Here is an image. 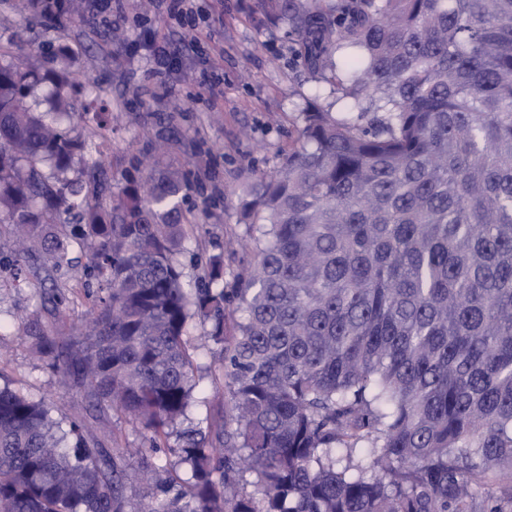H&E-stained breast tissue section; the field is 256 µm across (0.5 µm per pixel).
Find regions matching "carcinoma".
Segmentation results:
<instances>
[{"label": "carcinoma", "instance_id": "obj_1", "mask_svg": "<svg viewBox=\"0 0 512 512\" xmlns=\"http://www.w3.org/2000/svg\"><path fill=\"white\" fill-rule=\"evenodd\" d=\"M312 70L360 112L301 113L272 176L239 194L257 261L224 289L177 255L200 226L188 180L155 163L112 195L103 152L27 98L43 80L0 44V224L22 259L88 251L91 316L60 340L20 330L148 448H107L87 422L0 387V512H504L512 505V0H292ZM53 111L82 81L62 52ZM112 127L110 105L95 107ZM243 317L226 335L225 304ZM221 346L224 415L168 445L195 366L188 321ZM187 470L160 476L159 454ZM373 459V467L363 464ZM157 475L130 493L129 460ZM251 493L237 487L246 473Z\"/></svg>", "mask_w": 512, "mask_h": 512}]
</instances>
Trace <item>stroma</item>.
Listing matches in <instances>:
<instances>
[{"instance_id":"stroma-1","label":"stroma","mask_w":512,"mask_h":512,"mask_svg":"<svg viewBox=\"0 0 512 512\" xmlns=\"http://www.w3.org/2000/svg\"><path fill=\"white\" fill-rule=\"evenodd\" d=\"M285 0H196L206 15L196 45L184 42L181 29L165 13L145 11L141 0H123L111 27L96 16L52 25L40 21L25 0H0V35L12 41L13 55L42 48L47 54L68 49L76 69L94 80L112 108V129L99 136L94 123L77 126L82 138L105 140L112 190L120 192L127 177H141L139 159L159 141H167L165 163L187 172L189 187L182 206L203 215V224L185 244L178 261L186 287H196L197 257L222 256L224 285L254 262L241 249L245 231L239 222L237 189L272 172L294 144L299 112L332 102L329 84L318 80L292 35ZM152 26L165 34L173 64L157 76L140 30ZM217 61L202 76L205 58ZM72 265L51 269L46 281L72 291L58 336L70 334L73 322L90 311L82 271L88 262L73 251ZM15 256L0 251V379L33 399H47L55 417H82V392L61 383V374L39 358L18 334L17 317L38 310L39 280L15 281ZM206 325L191 321L189 345L195 357L197 386L183 425L192 428L224 406L220 347L207 341Z\"/></svg>"}]
</instances>
